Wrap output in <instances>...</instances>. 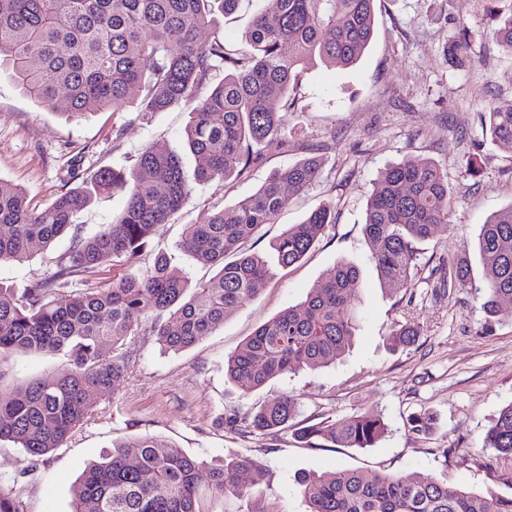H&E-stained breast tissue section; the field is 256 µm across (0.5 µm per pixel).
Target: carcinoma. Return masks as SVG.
I'll return each instance as SVG.
<instances>
[{"mask_svg": "<svg viewBox=\"0 0 512 512\" xmlns=\"http://www.w3.org/2000/svg\"><path fill=\"white\" fill-rule=\"evenodd\" d=\"M232 47L217 35L200 38L239 0H0V68L19 87L70 117L112 109L140 93L138 111L190 108L184 134L194 165L166 150L146 146L131 170L101 169L38 210L26 192L0 180V263L21 261L46 248L74 224L76 213L102 194L126 197L124 209L90 237L74 236L69 252L48 277L22 294L0 284V383L18 354L63 352L69 369L34 379L0 399V441L32 458L62 447L91 416L95 397L115 392L128 370L125 337L145 317L158 323L156 339L181 351L224 324L252 299L276 270L300 262L334 223V207L322 204L300 224L288 226L267 251L250 253L243 240L270 224L290 198L309 191L321 170L319 155L272 172L250 196L189 224L182 249L197 262L220 266L217 277L191 284L159 254L139 276L113 275L92 284L108 264L117 268L148 253L158 229L182 209L195 185L226 182L262 161L254 151L288 150L281 111L298 104L297 78L312 63L349 67L365 53L374 33L375 0H264ZM512 54V15L490 32ZM470 48L466 27L444 53L456 65ZM485 133L512 153V104H490ZM451 192L447 169L408 155L380 172L368 198L364 233L382 288H413L423 241L448 224ZM476 248L484 284L481 307L496 316L512 300V203L482 224ZM469 245L449 267L435 269L436 287H472ZM86 288L73 291L75 279ZM359 270L343 262L316 282L297 307L261 325L224 362V374L250 393L276 377L326 367L352 345L358 327ZM419 330L397 321L391 346L415 343ZM297 399L285 394L254 411L232 414L225 425L241 432L275 433L292 425ZM427 410L407 416L409 431L432 430ZM387 431L381 416L361 413L342 422L321 421L296 429L312 446L323 440L341 448H372ZM483 447L512 457V403L502 407ZM249 474V485L239 480ZM214 495L246 500L244 512H273L247 493L262 483L261 463L233 458L209 465L153 435H138L92 461L73 487V512H202L199 482ZM298 491L307 512H512V496L478 495L430 474H378L366 480L355 470L308 472Z\"/></svg>", "mask_w": 512, "mask_h": 512, "instance_id": "obj_1", "label": "carcinoma"}]
</instances>
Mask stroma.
<instances>
[{
    "mask_svg": "<svg viewBox=\"0 0 512 512\" xmlns=\"http://www.w3.org/2000/svg\"><path fill=\"white\" fill-rule=\"evenodd\" d=\"M512 12V0H376L371 43L353 66L310 67L300 79L297 111L282 115L288 150L267 154L245 176L196 186L172 223L154 236L150 254L124 265L137 273L154 253L171 259L192 282L212 279L215 267L197 262L181 246L185 225L199 224L224 206L251 195L274 171L309 152L322 155L314 188L288 206L245 247L264 251L288 225L301 223L319 204L334 207L335 222L299 263L263 282L254 298L239 306L223 326L192 347L164 351L157 324L142 319L124 341L129 357L124 381L114 394L95 400L92 416L66 444L37 462L23 449L0 442V489L20 512H71V487L84 462L113 444L150 434L209 463L247 457L264 464L256 487L273 512H306L295 478L302 471L336 467L406 475L421 471L477 494L512 495V459L482 445L501 407L512 402V302L487 317L470 288L436 292L431 272L453 262L462 240L476 241L495 209L512 203V155L482 133L480 112L487 103H512V55L503 54L483 31ZM472 33L461 65L443 56L459 26ZM188 109L141 112L128 103L120 112L69 119L22 94L0 75V179L24 188L33 207L44 208L76 187L72 164L92 175L104 168H132L141 149L186 154ZM407 155L431 158L448 171L453 199L447 228L419 246L413 294L379 285L363 223L366 202L387 165ZM481 172L470 176L469 157ZM125 204L123 195L96 198L76 217L83 236L111 223ZM71 240L61 236L49 250L0 264V284L23 291L55 268ZM360 273L359 327L352 347L335 365L303 370L243 394L224 375V360L263 323L300 303L314 282L338 262ZM420 329L415 345L392 349L395 321ZM61 353L18 355L13 383L64 372ZM293 395L299 403L295 425L341 421L371 411L388 432L372 448L313 447L292 431L244 433L225 428V415ZM427 408L436 422L426 434L409 432L410 412Z\"/></svg>",
    "mask_w": 512,
    "mask_h": 512,
    "instance_id": "stroma-1",
    "label": "stroma"
}]
</instances>
